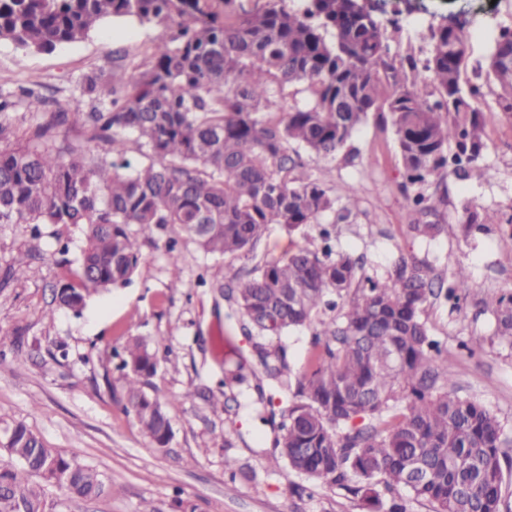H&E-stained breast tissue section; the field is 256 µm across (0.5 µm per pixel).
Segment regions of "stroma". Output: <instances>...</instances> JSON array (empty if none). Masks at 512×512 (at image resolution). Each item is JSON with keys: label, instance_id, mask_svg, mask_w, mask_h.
I'll list each match as a JSON object with an SVG mask.
<instances>
[{"label": "stroma", "instance_id": "stroma-1", "mask_svg": "<svg viewBox=\"0 0 512 512\" xmlns=\"http://www.w3.org/2000/svg\"><path fill=\"white\" fill-rule=\"evenodd\" d=\"M381 19L398 17L406 27L392 50L419 51L420 34L450 20L473 31L471 58L483 60L485 35L512 21V0H372ZM159 34L136 24H107L87 39L54 52L22 53L0 40V91L33 89L60 106L86 110L87 75L126 84ZM481 108L490 118L482 179L447 178L448 197L439 209L444 231L415 239L400 189L401 166L390 123L371 115L355 134L354 164L303 155L305 174L326 179L340 200L355 199L354 223L336 226L339 248L363 257L368 274L384 277L398 256L428 259L445 274L457 266L470 273L474 294L462 313L429 311L434 339L448 356L450 382L459 396L478 400L502 421L508 462L503 497L512 502V346L492 341L494 316L486 303L512 291V122L497 112V90L482 88ZM470 199L493 218L487 233L463 238L457 226L460 200ZM69 241L67 254L58 238ZM160 232L142 247L130 283L91 296L81 314L59 307L56 294L71 280L84 240L82 228L0 224V273L22 264L18 279L0 283V444L16 423L43 441L92 465L110 481L111 494L65 500L51 491L56 512H362L344 490L314 485L290 472L272 448L282 412L292 398L278 385L256 391L255 380L228 384L237 355L251 356V343L216 287L251 271L266 258L287 256L291 241L270 226L254 256L214 257L179 239L181 283L171 287V267ZM137 337L157 350V372L148 393L171 420L172 436L157 447L126 409L120 351ZM481 339L474 353L465 342ZM267 401L253 407L258 393Z\"/></svg>", "mask_w": 512, "mask_h": 512}]
</instances>
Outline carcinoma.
Instances as JSON below:
<instances>
[{"instance_id":"obj_1","label":"carcinoma","mask_w":512,"mask_h":512,"mask_svg":"<svg viewBox=\"0 0 512 512\" xmlns=\"http://www.w3.org/2000/svg\"><path fill=\"white\" fill-rule=\"evenodd\" d=\"M109 22L161 28L134 82L87 77L86 112L50 108L22 90L38 115L24 144L8 115L13 102L0 95V224L85 228L59 305L78 313L88 297L128 283L141 245L169 226L207 254L239 257L256 251L271 224L290 236L317 225L320 247L305 241L287 259L217 286L281 389L290 388L286 350L264 341L306 329L319 349L315 364L295 375L274 447L292 472L370 510L408 512L412 498L433 512H502V423L448 386V360L428 327L434 302L457 309L474 292L467 268L447 279L428 260L401 255L385 278L368 275L363 258L336 249L325 225L330 215L350 222L356 203L339 204L299 162L301 149L318 159L342 152L353 162L355 132L371 113H388L405 207L419 216L408 229L435 239L442 225L420 218L437 215L444 199L422 187L485 174L481 86L462 81L470 30L431 26L421 54L400 56L390 42L403 24L381 20L364 0H0V40L24 51L52 52ZM472 73L499 87V112L511 120L512 23L493 32ZM291 86L306 93L304 104L288 103ZM70 124L107 145L105 155L71 143L61 159L53 133ZM128 133L136 134L137 166L127 158ZM290 144L298 148L292 155ZM458 223L467 238L487 230L490 218L468 200ZM491 305L493 338L512 344V293ZM156 366L146 342H127V408L165 447L170 420L145 391ZM249 374L256 372L242 359L224 382L242 384ZM4 449L0 512H53L48 486L86 500L110 489L102 472L47 446L22 422Z\"/></svg>"}]
</instances>
